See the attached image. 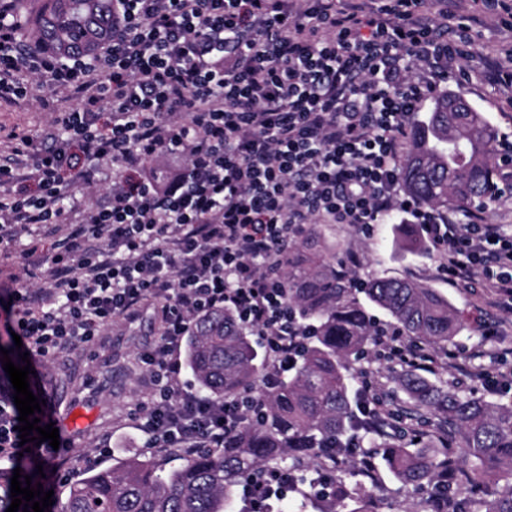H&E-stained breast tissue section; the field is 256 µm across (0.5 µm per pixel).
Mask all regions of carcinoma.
<instances>
[{"instance_id": "1", "label": "carcinoma", "mask_w": 512, "mask_h": 512, "mask_svg": "<svg viewBox=\"0 0 512 512\" xmlns=\"http://www.w3.org/2000/svg\"><path fill=\"white\" fill-rule=\"evenodd\" d=\"M32 41L59 55L87 53L91 43L112 36V0H18ZM453 102L459 111H448ZM408 147L399 166L407 197L437 210L471 214L512 196L507 138L465 98L443 92L425 119L409 123ZM321 246L312 234L288 249V304L311 334L290 376L258 387L265 358L253 333L231 311L202 317L185 340L184 363L203 393L234 397L259 388L251 421L224 436L222 448H196L166 471L158 463L127 457L92 470L71 489L60 512H233L243 479L271 464L316 492V459L330 458L328 512H368L366 486L336 473L364 446L402 483L416 488L450 484L461 497L451 512H467L468 500L484 512H512V405L495 404L470 391L450 392L411 366L401 373L419 430L386 421L364 428L353 390L352 362L369 354L379 309L392 326L417 343L443 349L465 326L448 298L411 279L376 278L354 296L336 275V264L303 259ZM445 412L458 429L461 452L439 446L426 415Z\"/></svg>"}]
</instances>
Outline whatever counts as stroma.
<instances>
[{"label": "stroma", "mask_w": 512, "mask_h": 512, "mask_svg": "<svg viewBox=\"0 0 512 512\" xmlns=\"http://www.w3.org/2000/svg\"><path fill=\"white\" fill-rule=\"evenodd\" d=\"M510 47L512 33L497 19L485 17L483 25L474 29L468 56L456 64V77L442 83L441 88L462 93L475 110L512 140V90L493 88L482 76L486 57L499 56ZM401 219V213H392L365 232L348 224H318L314 230L336 245L341 261L358 255L359 262L350 272L355 287H364L374 278H409L447 296L466 324L453 348L460 366H492L512 372V313L488 307L481 291L449 283L438 270L435 251H411L398 231ZM29 242V236H22L9 251L0 253V336L6 333L7 289L21 280L32 286L37 283L38 269L25 257ZM499 321L507 322V329L493 338L484 336L481 323ZM162 323L161 306L151 303L134 318L105 326L94 349L67 348L54 359L38 363L45 393L64 436L71 441L68 452L54 464L56 476L46 484L55 500L47 512H59L71 488L87 471L109 466L116 456L141 454V440L131 414L148 396L141 355L157 341ZM101 442L110 444L109 453L97 454L96 446ZM375 476V482L368 485L370 512H399L405 504L417 512H434L428 492L403 484L384 465H377Z\"/></svg>", "instance_id": "1"}]
</instances>
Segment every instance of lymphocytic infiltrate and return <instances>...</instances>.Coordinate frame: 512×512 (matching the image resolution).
Segmentation results:
<instances>
[{
	"mask_svg": "<svg viewBox=\"0 0 512 512\" xmlns=\"http://www.w3.org/2000/svg\"><path fill=\"white\" fill-rule=\"evenodd\" d=\"M0 0V101L34 98L50 121L0 138V248L69 225L43 259L40 293L8 298L30 358L88 347L148 301L162 337L141 360L151 390L134 416L144 447L220 448L251 398L185 391L176 354L196 321L231 308L267 352L263 385L297 360L305 329L281 269L304 225L360 229L401 211L439 250L449 280L512 312V234L403 197L410 116L468 54L471 27L429 0H112V38L91 56L25 42ZM422 73L412 76V63ZM154 156L183 159L158 180ZM106 184L91 208L76 184ZM377 347L435 373L448 352L385 333ZM0 384V458H18L19 411ZM296 481L272 467L243 484L245 512H270Z\"/></svg>",
	"mask_w": 512,
	"mask_h": 512,
	"instance_id": "f902f5d3",
	"label": "lymphocytic infiltrate"
}]
</instances>
